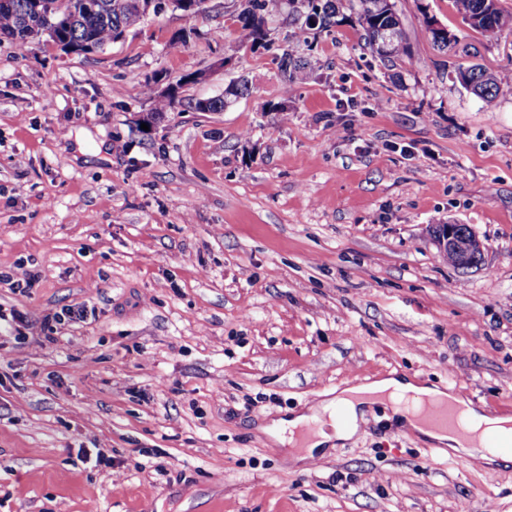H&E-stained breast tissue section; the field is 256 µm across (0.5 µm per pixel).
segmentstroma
<instances>
[{
  "instance_id": "obj_1",
  "label": "stroma",
  "mask_w": 512,
  "mask_h": 512,
  "mask_svg": "<svg viewBox=\"0 0 512 512\" xmlns=\"http://www.w3.org/2000/svg\"><path fill=\"white\" fill-rule=\"evenodd\" d=\"M239 4L92 53L0 41V512H512V467L382 404L299 466L256 429L393 371L512 414V97L461 87L426 19L511 82L512 32L395 0L416 55L386 66L349 8L294 43L280 6L251 45ZM287 45L314 66L293 89ZM176 83L184 107L142 129ZM448 223L478 267L442 256ZM444 232L436 238L437 246L441 252H452L456 263L450 253L447 254L448 262L458 268H470L478 265L484 256L481 240L470 232H463L460 228L463 224H444Z\"/></svg>"
}]
</instances>
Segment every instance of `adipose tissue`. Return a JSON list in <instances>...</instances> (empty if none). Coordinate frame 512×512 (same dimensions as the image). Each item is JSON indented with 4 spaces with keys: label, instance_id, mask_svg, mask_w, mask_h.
I'll list each match as a JSON object with an SVG mask.
<instances>
[{
    "label": "adipose tissue",
    "instance_id": "obj_1",
    "mask_svg": "<svg viewBox=\"0 0 512 512\" xmlns=\"http://www.w3.org/2000/svg\"><path fill=\"white\" fill-rule=\"evenodd\" d=\"M452 400L461 409L462 419L470 432L481 428L505 433L512 429V415L492 414L476 407L470 399L448 394L446 389L432 384L417 383L410 378L394 374L348 383L337 392L335 398L312 405L307 412L279 420L269 426L268 432L278 444H286L287 433L306 425L314 430L305 448L291 452V462L304 461L313 455L314 449L352 438L358 431L367 409L376 404L388 403L394 408L399 423L433 447H448L453 451L493 463L501 455L492 448L472 447L469 440L424 425L417 417L416 407L425 401Z\"/></svg>",
    "mask_w": 512,
    "mask_h": 512
}]
</instances>
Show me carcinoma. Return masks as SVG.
I'll return each mask as SVG.
<instances>
[{
  "label": "carcinoma",
  "instance_id": "cac0c4a2",
  "mask_svg": "<svg viewBox=\"0 0 512 512\" xmlns=\"http://www.w3.org/2000/svg\"><path fill=\"white\" fill-rule=\"evenodd\" d=\"M14 9L0 10V33L16 40L24 46L31 26L38 24L35 18L34 4L37 0H13ZM85 0H71V12L68 22L57 33L58 40L67 45L90 43L103 46L112 38L123 35L145 19L146 11L131 6L132 0H95L97 10L89 13L85 10ZM276 0H243L239 11L240 33L248 42H259L266 36L264 19L261 12L268 9ZM356 8L361 37L372 53L382 63H394L397 60L413 59L411 46L406 42L400 16L395 3L389 0H350ZM292 5L293 22L300 23L296 35L304 36L310 27L329 28L334 24L333 18L340 12L338 0H289ZM454 11L463 23L471 29L489 36H495L505 29H512V15H506L499 8L497 0H451ZM281 70L288 74L292 84L304 81L309 69L307 63L296 58L289 49L279 56ZM459 84L466 90L481 98L486 104H494L502 97L503 85L496 74L484 67L473 64L455 67ZM248 90L247 84L232 86V91L224 98H211L206 109L221 112L228 105V97L239 96ZM182 105L173 94L160 96L150 112V118L173 112Z\"/></svg>",
  "mask_w": 512,
  "mask_h": 512
}]
</instances>
